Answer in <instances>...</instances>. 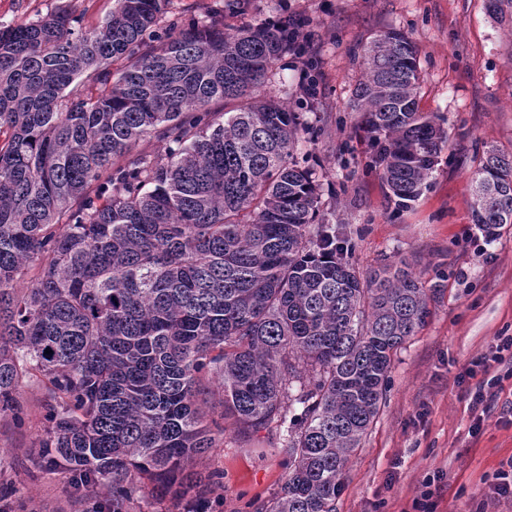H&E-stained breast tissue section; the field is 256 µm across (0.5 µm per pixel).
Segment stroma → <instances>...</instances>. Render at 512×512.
Returning a JSON list of instances; mask_svg holds the SVG:
<instances>
[{
	"mask_svg": "<svg viewBox=\"0 0 512 512\" xmlns=\"http://www.w3.org/2000/svg\"><path fill=\"white\" fill-rule=\"evenodd\" d=\"M97 26L114 0H0V23L46 16L61 7ZM228 28L301 17L308 58L319 78L315 97L303 91L302 65L289 59L265 86L320 128L301 142L299 157L341 192L324 205L328 222L352 237L359 273L400 260L426 284L445 281L426 324L394 357L385 402L345 468L336 512H416L435 484V512H512V498L493 494L503 463L512 459V415L500 409L472 434L471 361L498 338L512 336V225L486 240L472 221L471 177L484 145L512 152V39L493 22L485 0H169L167 18L210 20ZM406 33L419 50V108L439 116L448 144L431 186L409 207L395 208L381 179L364 168L367 145L350 104L361 76L352 51L381 33ZM205 420L216 445L196 460L220 470L224 487L209 512H256L280 489L286 456L276 432L244 434L222 417L217 379L206 384ZM23 425L0 417V485L9 486V512H74L67 473L27 455L42 435L48 390L23 377Z\"/></svg>",
	"mask_w": 512,
	"mask_h": 512,
	"instance_id": "stroma-1",
	"label": "stroma"
}]
</instances>
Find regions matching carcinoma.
I'll return each instance as SVG.
<instances>
[{"label":"carcinoma","instance_id":"cac0c4a2","mask_svg":"<svg viewBox=\"0 0 512 512\" xmlns=\"http://www.w3.org/2000/svg\"><path fill=\"white\" fill-rule=\"evenodd\" d=\"M168 2L115 0L88 30L66 7L0 25V416L23 423L19 381L39 376L51 400L27 454L77 491L107 481L95 512L140 493L208 512L223 474L189 464L214 447L198 396L215 374L224 415L276 428L288 457L258 512H336L394 355L443 284L403 261L360 277L320 218L316 170L295 156L313 127L261 91L298 25L167 26ZM486 9L512 37V0ZM358 57L365 168L402 208L448 134L419 111L405 33ZM147 137L159 149L130 154ZM472 186L491 241L512 224V153L487 147Z\"/></svg>","mask_w":512,"mask_h":512}]
</instances>
